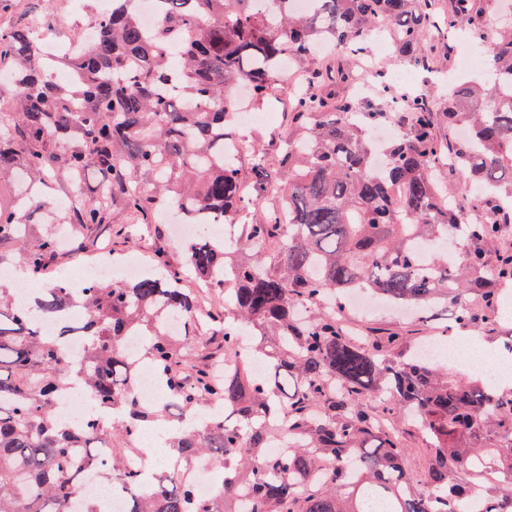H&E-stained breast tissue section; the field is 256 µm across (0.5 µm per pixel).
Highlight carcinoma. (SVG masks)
<instances>
[{
    "label": "carcinoma",
    "instance_id": "1",
    "mask_svg": "<svg viewBox=\"0 0 512 512\" xmlns=\"http://www.w3.org/2000/svg\"><path fill=\"white\" fill-rule=\"evenodd\" d=\"M133 0H112L95 44L61 65L75 81L58 84L29 28L0 27V67L13 80L0 88V112L13 134L0 138V175L14 173L29 189L14 202L0 187V267L17 252L36 278L58 248L54 234H36L31 220L54 200L52 177L78 180L93 168L108 190L63 213L84 229L102 224L114 198L141 224L177 209L188 222L240 225L236 247L208 235L183 241L184 266L154 255L145 274L78 291L63 281L30 294L33 312L57 323L45 334L15 308L17 290L0 283V512H103V503L74 501L85 477L105 466L125 492L124 512H224V499L244 486L253 512H468L478 495L484 512H512V391L476 374L461 381L440 363L417 356L389 360L384 351L403 337L353 334L336 308L325 304L363 288L414 308L420 321L450 302L461 327L495 320L503 282L512 283V243L488 276L485 247L512 223V31L491 38L488 0H155L156 21L144 27ZM484 57L487 87L460 84L439 112L428 97L390 95L392 109L411 127L379 150L358 120L378 113L332 91L343 73H307L294 96L295 131L279 146L288 191L260 224H246L251 202L274 193L263 152L252 156L248 187L228 153L234 141L237 87L264 105L281 85V66L301 67L328 44L336 61L370 55L369 32L391 31L401 56L429 69L435 30L447 43L459 23ZM468 130L467 139H438L440 120ZM453 169L486 189L487 219L470 222L441 185ZM463 260L422 258L421 241H448L457 226ZM215 280L224 311L209 313L188 277ZM323 309L299 316L297 308ZM179 320L170 334L166 323ZM79 330L85 359L69 362L65 348ZM141 339L139 359L126 356L128 339ZM265 360V380L250 377L248 357ZM226 357L237 372L209 373ZM157 366L166 401L142 405L135 393L138 365ZM93 396L103 423L75 429L56 414L72 383ZM213 402L224 417L200 419ZM417 415L434 449L425 488L403 467L399 431L380 418ZM175 418L191 422L169 438L179 461L198 456L224 472L223 491L201 498L172 474L153 475L152 492L117 458L102 457L114 431L131 442L138 429ZM288 437L280 454L268 452ZM333 462L327 469L323 463ZM494 467L501 481L472 487L454 477Z\"/></svg>",
    "mask_w": 512,
    "mask_h": 512
}]
</instances>
